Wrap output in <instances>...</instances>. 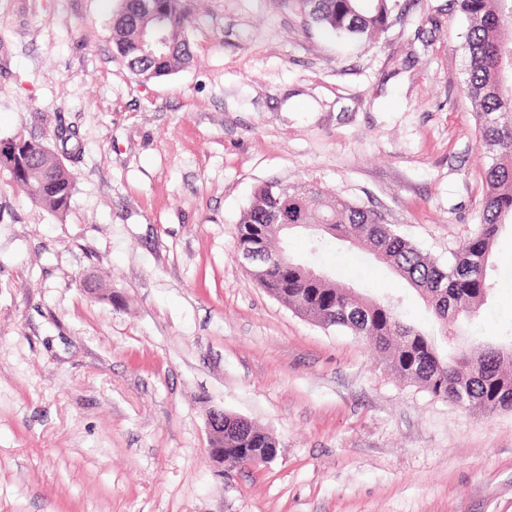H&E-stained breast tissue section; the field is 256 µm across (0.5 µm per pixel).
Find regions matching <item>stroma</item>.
<instances>
[{"label":"stroma","instance_id":"stroma-1","mask_svg":"<svg viewBox=\"0 0 512 512\" xmlns=\"http://www.w3.org/2000/svg\"><path fill=\"white\" fill-rule=\"evenodd\" d=\"M374 42L293 0H195L192 65L143 82L112 50L119 0H0V137L54 150L69 211L0 170V512H512V411L472 414L261 288L237 223L270 181L374 209L440 265L479 222L486 159L453 0H401ZM288 253L403 319L433 316L364 248ZM101 286L106 298L87 293ZM491 291L436 337L512 347V224ZM279 443L223 474L206 418Z\"/></svg>","mask_w":512,"mask_h":512}]
</instances>
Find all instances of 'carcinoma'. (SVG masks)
Here are the masks:
<instances>
[{
  "label": "carcinoma",
  "instance_id": "obj_1",
  "mask_svg": "<svg viewBox=\"0 0 512 512\" xmlns=\"http://www.w3.org/2000/svg\"><path fill=\"white\" fill-rule=\"evenodd\" d=\"M308 22L337 37L371 39L385 31L400 0H295ZM465 19V78L462 91L475 107L476 131L488 162L480 222L454 251L448 266L431 260L397 234L374 210L329 196L314 187L269 182L260 186L238 221L236 246L253 226L263 227L266 272L258 283L273 297L325 327L369 339L393 374L421 385L432 396L484 414L512 410V357L486 345L441 356L420 328L406 323L386 300L367 299L329 274L312 271L292 259L282 245L293 228L309 232L316 245L328 239L365 246L391 267L431 306L440 327L460 317L473 318L490 295L488 270L500 228L512 223V40L502 30L512 26V0H456ZM188 0H120L112 18L115 53L145 81L174 75L193 60L186 31L191 23ZM31 159L9 170L11 180L29 199L62 216L69 210L75 178L57 155L39 141L26 142ZM288 221L281 227L275 216ZM224 471L232 472L260 457L269 463L279 447L268 432L224 416Z\"/></svg>",
  "mask_w": 512,
  "mask_h": 512
}]
</instances>
